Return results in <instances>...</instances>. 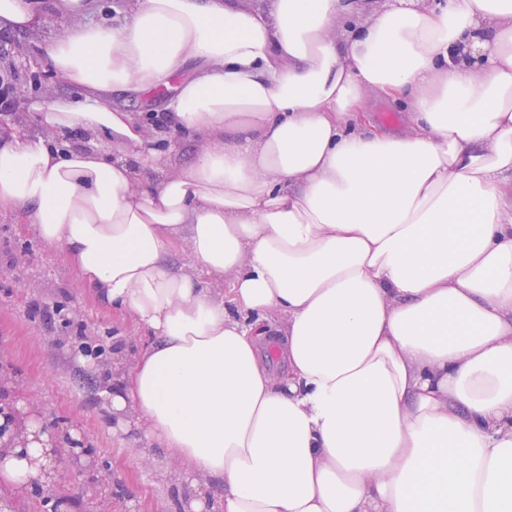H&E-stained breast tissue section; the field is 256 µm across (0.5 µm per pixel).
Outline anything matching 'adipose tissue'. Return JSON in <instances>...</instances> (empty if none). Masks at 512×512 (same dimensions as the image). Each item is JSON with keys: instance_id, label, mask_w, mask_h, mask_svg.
Listing matches in <instances>:
<instances>
[{"instance_id": "ef3b65f1", "label": "adipose tissue", "mask_w": 512, "mask_h": 512, "mask_svg": "<svg viewBox=\"0 0 512 512\" xmlns=\"http://www.w3.org/2000/svg\"><path fill=\"white\" fill-rule=\"evenodd\" d=\"M52 7L74 94L37 111L128 153L2 129L0 211L146 335L110 411L203 477L190 512H512V0L357 23L354 0H138L119 27ZM45 20L0 0V28ZM162 86L211 141L176 169L111 104ZM61 440L26 402L1 412L0 483L54 486ZM364 98L375 123L390 130H401L404 128V112H398L389 103L383 102L369 91L364 92Z\"/></svg>"}]
</instances>
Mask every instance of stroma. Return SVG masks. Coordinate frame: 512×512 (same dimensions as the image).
<instances>
[{"mask_svg": "<svg viewBox=\"0 0 512 512\" xmlns=\"http://www.w3.org/2000/svg\"><path fill=\"white\" fill-rule=\"evenodd\" d=\"M68 26L52 16L34 30H0L1 127L50 135L32 105L71 92L46 54ZM165 101L161 93L113 99L164 132L176 147L174 160H190L207 144L186 141L167 125ZM38 305L62 312L48 322L35 313ZM143 342L133 321L112 313L79 283L62 247L47 245L16 214L0 212V405L25 400L60 433H80L77 444L58 448L59 494L0 484L10 512H60L63 501L70 512H125L130 500L138 512H185L191 487L178 462L112 433L104 391L116 361H130Z\"/></svg>", "mask_w": 512, "mask_h": 512, "instance_id": "stroma-1", "label": "stroma"}]
</instances>
